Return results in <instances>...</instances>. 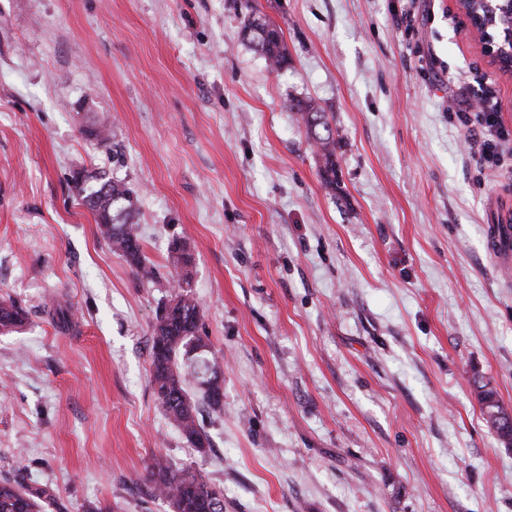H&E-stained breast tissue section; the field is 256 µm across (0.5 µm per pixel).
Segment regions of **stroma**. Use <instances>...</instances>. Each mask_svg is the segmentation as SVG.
Segmentation results:
<instances>
[{
  "mask_svg": "<svg viewBox=\"0 0 512 512\" xmlns=\"http://www.w3.org/2000/svg\"><path fill=\"white\" fill-rule=\"evenodd\" d=\"M255 10L283 69L244 35ZM478 98L512 131V77L457 0H0V300L25 317L0 334V478L51 486L47 512H171L159 458L224 512H512V448L473 391L512 409L491 238L512 167L464 147L455 105ZM297 100L336 132L335 187ZM80 169L131 189L154 279L108 247ZM176 239L224 358L204 454L150 385ZM248 31L256 47L272 67L281 68L288 63V50L282 31L265 15L254 13L248 24ZM474 394L482 406V410L485 415L486 422L491 424L496 429L497 439L506 447L512 444V425L507 426L502 424L496 426L495 422L492 421L491 415L493 413H505L506 407L500 402L497 397V392L489 386V383H485L482 380H476L474 383Z\"/></svg>",
  "mask_w": 512,
  "mask_h": 512,
  "instance_id": "stroma-1",
  "label": "stroma"
}]
</instances>
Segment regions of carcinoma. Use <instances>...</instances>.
Returning <instances> with one entry per match:
<instances>
[{
    "mask_svg": "<svg viewBox=\"0 0 512 512\" xmlns=\"http://www.w3.org/2000/svg\"><path fill=\"white\" fill-rule=\"evenodd\" d=\"M248 31L268 63L281 68L288 63V50L282 31L266 16L254 14ZM292 109L300 115L312 144L322 160L320 174L331 185L336 182V132L310 102L298 101ZM95 183L76 182L82 201L95 216L103 238L142 277L149 279L153 269L145 264L141 239L132 221L133 203L127 185L104 174ZM192 257L172 259L169 276L174 296L156 316L151 346V385L165 417L199 453L212 447L199 419L198 402L214 410L223 403L209 387L211 379L222 374L221 361L198 334L200 307L191 291L189 268ZM22 310L10 300L0 301V333H8L23 323ZM474 394L482 406L486 422L506 407L497 392L482 380L474 383ZM157 495L166 499L173 512H224V489L212 483L199 470L177 469L160 461L151 470ZM48 487L32 488L17 480H0V512H42L54 502Z\"/></svg>",
    "mask_w": 512,
    "mask_h": 512,
    "instance_id": "carcinoma-1",
    "label": "carcinoma"
}]
</instances>
